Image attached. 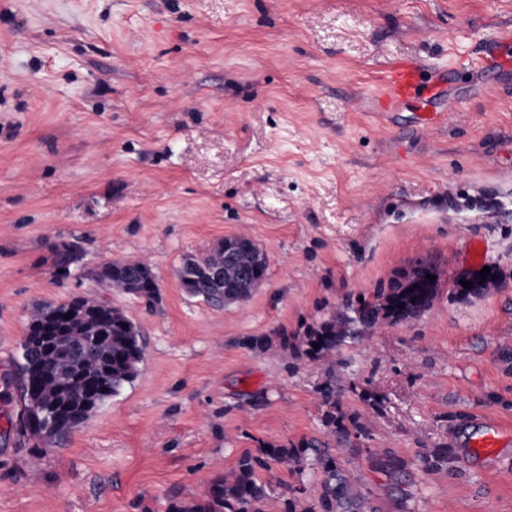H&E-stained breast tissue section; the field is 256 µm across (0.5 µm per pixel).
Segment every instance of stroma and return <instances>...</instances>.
I'll return each mask as SVG.
<instances>
[{
    "mask_svg": "<svg viewBox=\"0 0 512 512\" xmlns=\"http://www.w3.org/2000/svg\"><path fill=\"white\" fill-rule=\"evenodd\" d=\"M512 0H0V404L22 409L30 312L73 296L122 307L139 372L68 435L0 430V512H168L247 451L320 436L335 380L364 428L349 460L373 512H512ZM451 75L457 106L385 111L389 66ZM245 233L268 277L214 307L185 256ZM482 240V263L466 246ZM77 243L66 280L51 247ZM152 263V306L100 287L114 259ZM426 260L433 306L296 361L248 336L301 333ZM502 284L467 302L456 274ZM493 455L469 443L486 421ZM454 448L445 472L420 457Z\"/></svg>",
    "mask_w": 512,
    "mask_h": 512,
    "instance_id": "35a3bbf8",
    "label": "stroma"
}]
</instances>
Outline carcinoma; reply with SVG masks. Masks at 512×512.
Segmentation results:
<instances>
[{"label":"carcinoma","mask_w":512,"mask_h":512,"mask_svg":"<svg viewBox=\"0 0 512 512\" xmlns=\"http://www.w3.org/2000/svg\"><path fill=\"white\" fill-rule=\"evenodd\" d=\"M78 245L61 242L52 247V265L60 277L70 274L75 263ZM112 278L109 288L123 295L144 299L149 303L159 297V285L152 274L150 264L144 260L111 263ZM437 275L433 268L422 266L402 276L389 289H379L373 300L361 299L353 309V315H336L317 329H310L302 336H290L280 331L283 349L297 359L319 360L336 350L350 336H357L377 326L407 322L428 310L438 295V281H430L426 275ZM495 268H490L487 278L477 277L470 288L453 284L451 296L467 300L478 297L498 287ZM187 292L201 297L205 302L222 306L224 302H245L252 289L245 286L238 273L224 274V283L214 286L196 282ZM64 304L35 308L30 315L29 327L40 336H69L70 324L57 319ZM97 331L107 336L98 352L87 365L78 362H59L41 350H32L31 339L22 345V362L18 369L22 378V422L26 434L33 440L46 441L63 436L79 426L90 414L75 416L53 407L59 397L56 386L65 384V394L74 402L94 397L104 402L119 393L139 371L146 353L136 324L118 306L104 302L97 307ZM319 347H313V344ZM322 404L327 407L324 428L330 437L346 438L351 431L361 432L356 422L342 410L336 401V382L329 381L318 389ZM345 449L333 453L313 439L297 445L266 444L254 452L243 453L235 467L214 479L205 497L194 503L173 502L169 512H365L368 494L361 479L348 468L349 460L342 457ZM314 460L323 469L326 478L312 496L301 499L305 490L286 497L273 495L270 483L262 474L284 468L300 473ZM425 470L448 471L454 462L450 448H439L422 454Z\"/></svg>","instance_id":"1"}]
</instances>
